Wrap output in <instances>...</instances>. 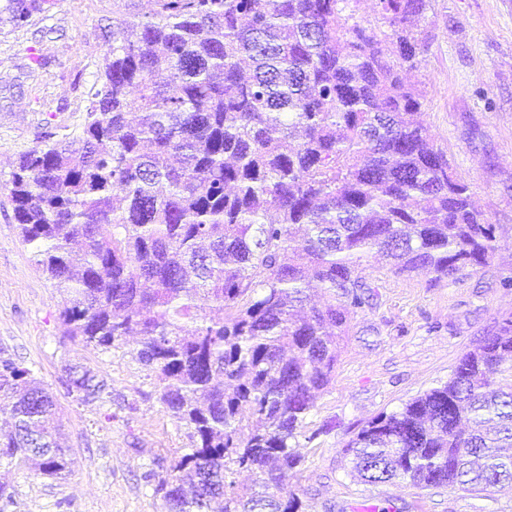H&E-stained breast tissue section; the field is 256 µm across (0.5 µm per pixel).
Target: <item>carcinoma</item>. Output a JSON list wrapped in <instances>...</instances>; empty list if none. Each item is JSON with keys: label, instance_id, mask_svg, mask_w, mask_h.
Wrapping results in <instances>:
<instances>
[{"label": "carcinoma", "instance_id": "carcinoma-1", "mask_svg": "<svg viewBox=\"0 0 512 512\" xmlns=\"http://www.w3.org/2000/svg\"><path fill=\"white\" fill-rule=\"evenodd\" d=\"M49 0H0L28 29ZM152 0L116 18L72 142L39 133L8 182L38 269L64 296L65 335L109 349L135 332L191 430L156 477L167 512H300L293 446L334 377L351 319L373 306L372 254L396 274L454 279L498 250L488 223L417 120L407 74L429 0ZM68 391L107 384L75 367ZM0 459L65 475L45 427L55 403L0 350ZM366 481L483 491L512 483V319L448 381L346 443ZM248 471L241 491L235 475Z\"/></svg>", "mask_w": 512, "mask_h": 512}]
</instances>
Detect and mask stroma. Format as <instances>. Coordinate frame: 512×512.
Returning a JSON list of instances; mask_svg holds the SVG:
<instances>
[{
    "instance_id": "1",
    "label": "stroma",
    "mask_w": 512,
    "mask_h": 512,
    "mask_svg": "<svg viewBox=\"0 0 512 512\" xmlns=\"http://www.w3.org/2000/svg\"><path fill=\"white\" fill-rule=\"evenodd\" d=\"M121 11L114 0H51L43 21L0 33V349L31 369L52 394L72 464L62 479L0 461L8 512H166L145 479L159 458L192 445L160 402L156 373L137 359L136 337L100 350L63 332V297L33 261L5 185L42 128L79 134L86 97ZM426 46L412 82L433 143L497 227L500 249L485 269L456 280L397 275L364 264L377 288L372 309L351 320L331 385L295 446L304 462L289 484L304 512H512V488L487 494L369 483L352 471L346 442L375 416L400 409L447 381L459 358L512 316V0H430ZM107 380L110 398L69 395L65 369Z\"/></svg>"
}]
</instances>
